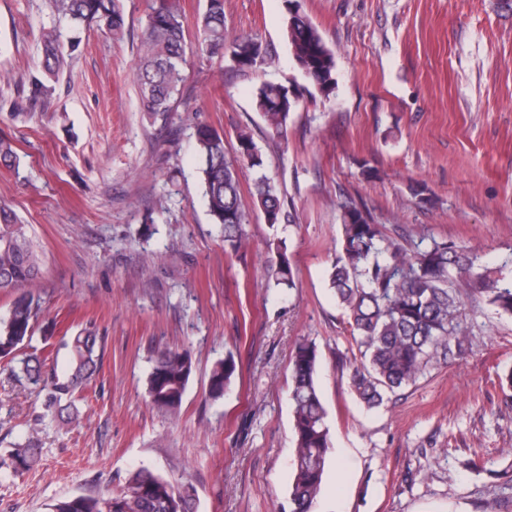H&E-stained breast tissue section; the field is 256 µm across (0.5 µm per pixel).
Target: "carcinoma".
I'll return each mask as SVG.
<instances>
[{
	"label": "carcinoma",
	"mask_w": 512,
	"mask_h": 512,
	"mask_svg": "<svg viewBox=\"0 0 512 512\" xmlns=\"http://www.w3.org/2000/svg\"><path fill=\"white\" fill-rule=\"evenodd\" d=\"M53 13L67 22L69 36L57 27L42 36L45 68L53 75L64 59V43L76 48L83 26L100 22L109 32L123 30L119 0H52ZM202 51L220 54L230 66L247 76L265 62L267 49L250 36L228 37L224 0H206L198 19ZM287 38L290 52L304 74L324 93L336 85L335 60L318 30L297 10H288ZM185 15L177 0H148L142 55L136 70L140 104L144 112L168 118L182 97L186 65ZM302 96L297 85L264 81L256 87L254 103L272 138L287 135L291 110ZM195 152L202 197L215 223L223 228L224 245L237 252L246 245L249 217L241 199L236 163L257 170L252 184L253 206L275 226L285 218L280 191L263 173L264 160L252 134H237L236 156L227 157L224 135L201 124L195 130ZM21 159L13 142L0 137V166L19 168ZM277 254L267 268L268 280L277 288L296 287L283 239L269 241ZM477 257L448 241L431 239L411 248L387 238L380 224L353 207L342 214L341 252L328 274V286L346 315L345 330L355 347L349 387L365 407L380 406L385 397L416 383L433 361L448 362L462 355L468 342L456 320L460 297L469 295L491 306L497 314L512 317V283L502 284L475 271ZM41 276V257L15 212L0 205V292L13 295L8 313L0 318V360L43 397L46 414L68 424L79 419L76 395L99 370L97 354L102 337L84 327L60 340L66 350L67 373L46 370L37 356L17 359L33 335L41 305L32 288ZM319 359L307 339L300 340L293 355L291 407L295 437L294 475L288 498L289 512H314L320 495L332 444L327 412L317 385ZM236 371L233 357L217 361L211 369L208 395L216 401L230 388ZM192 373V359L185 350H161L147 378L151 406L175 416L182 406ZM38 450L37 429L13 444L0 466L27 469ZM193 493L178 488L142 469L116 490L97 495L77 494L53 505L51 512H192Z\"/></svg>",
	"instance_id": "carcinoma-1"
}]
</instances>
